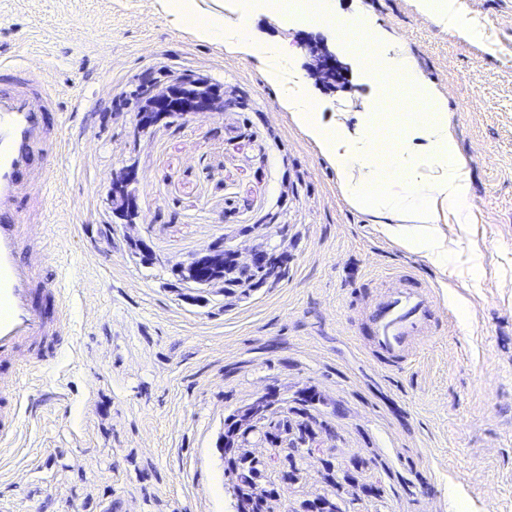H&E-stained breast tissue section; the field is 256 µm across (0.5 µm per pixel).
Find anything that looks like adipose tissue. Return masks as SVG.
Returning <instances> with one entry per match:
<instances>
[{
  "label": "adipose tissue",
  "mask_w": 512,
  "mask_h": 512,
  "mask_svg": "<svg viewBox=\"0 0 512 512\" xmlns=\"http://www.w3.org/2000/svg\"><path fill=\"white\" fill-rule=\"evenodd\" d=\"M163 8L175 23L192 27L199 41L220 42L228 53L259 60L266 80L285 86L280 108L334 169L349 205L370 215L382 236L443 272L461 260L476 265V256H463L449 245L446 232L449 222H467L464 202L470 189L467 162L454 148L448 99L422 78L409 52L384 36L374 20L358 25L365 45L382 46L384 70L414 89V106L394 144L381 136L394 118L384 100L370 103L354 121L344 112L323 120L313 107L311 84L284 46L259 40L244 26L225 31L218 19L198 9L196 0H163ZM419 8L467 40L483 36V24L461 0H419Z\"/></svg>",
  "instance_id": "1"
}]
</instances>
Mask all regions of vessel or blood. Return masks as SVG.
I'll return each mask as SVG.
<instances>
[{
    "label": "vessel or blood",
    "mask_w": 512,
    "mask_h": 512,
    "mask_svg": "<svg viewBox=\"0 0 512 512\" xmlns=\"http://www.w3.org/2000/svg\"><path fill=\"white\" fill-rule=\"evenodd\" d=\"M60 96L23 57L0 58V444L22 415L23 375L52 362L65 343L63 312L46 310L62 296L42 257L47 201L60 187L53 162L63 152L54 116ZM431 289L395 282L372 304L371 350L386 370H402L434 338Z\"/></svg>",
    "instance_id": "1"
}]
</instances>
